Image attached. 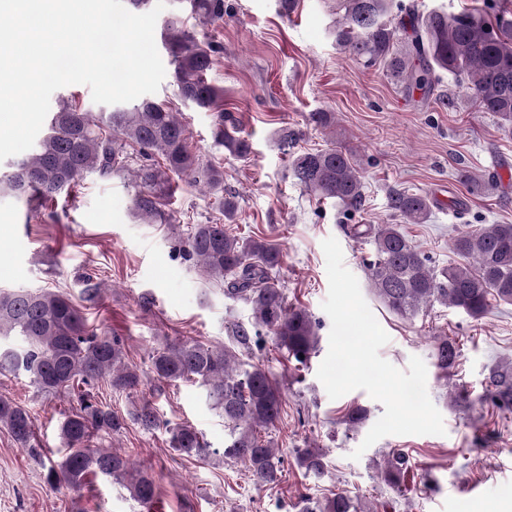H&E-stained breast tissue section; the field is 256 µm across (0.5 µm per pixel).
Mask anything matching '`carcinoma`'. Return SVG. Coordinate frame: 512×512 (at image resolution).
<instances>
[{"mask_svg":"<svg viewBox=\"0 0 512 512\" xmlns=\"http://www.w3.org/2000/svg\"><path fill=\"white\" fill-rule=\"evenodd\" d=\"M189 18H224V0H186ZM188 18L174 15L165 21L163 38L172 56L174 77L184 102L215 113L212 137L231 156L246 159L249 138L232 113L224 111V91L207 80L218 48L199 40L187 28ZM410 26L412 35L398 44L396 28ZM336 45L363 66H381L405 90L431 91L435 70L452 73L466 86L481 112L493 113L512 133V17L505 12L474 10L450 15L433 9L424 17L401 0H337ZM147 159L134 170L136 213L148 220H166L164 206L172 195L171 175L185 174L218 194L224 191V172L203 165L192 152L187 130L167 104L143 99L131 108L92 112L72 100L61 101L52 113L48 132L28 155L0 174V191L26 203L32 211L53 205L58 195L74 190L89 173L110 176L126 168L130 154ZM290 170L297 184L323 200L350 210L361 206L362 173L349 152L334 146L290 153ZM459 179L473 194L497 186L468 170ZM436 202L427 195L394 191L388 197L398 224H351L355 240L370 238L373 257L366 262L373 294L390 311L412 318L440 303L483 318L490 300L512 304V224H481L457 234L454 253L465 263L443 268L430 260L402 230L401 224L427 222ZM188 253L195 256L204 276L224 283V295L250 304L253 322L236 325L233 343L261 346L263 336H275L288 359L303 363L315 351L317 323L303 309L288 304L273 271L283 258L279 244L260 235L242 239L223 224H190ZM17 337L20 348L0 350V373L24 372L37 389L60 395L84 384L107 380L112 391L130 397L145 385L141 373L125 361L117 336L87 323L71 300L55 291L3 289L0 291V339ZM436 365L443 375L455 367L460 350L448 337L434 340ZM150 370L159 381L195 379L204 387L212 408L224 416V461L241 463L252 479L274 485L284 470V458L267 437L280 417L282 396L270 372L259 365L245 366L230 346H210L196 340L169 343L153 352ZM492 405L512 412V361L501 360L486 377V395ZM133 421L145 430L160 423L148 401L133 405L128 416L90 390L79 395V408L60 425L66 454L44 466V478L55 487H80L99 474L123 481L131 496L149 508L160 492L154 479L114 448L94 441L119 433ZM0 427L34 457L35 427L30 411L0 396ZM172 448L184 457L209 455L203 437L188 425L170 429ZM296 458L305 474L321 479L327 474L319 448H299ZM408 458L392 453L384 480L400 485ZM300 512H368L347 493L322 500L300 497Z\"/></svg>","mask_w":512,"mask_h":512,"instance_id":"1","label":"carcinoma"}]
</instances>
